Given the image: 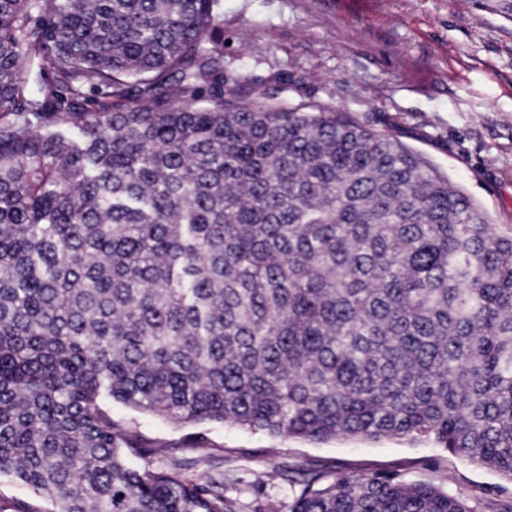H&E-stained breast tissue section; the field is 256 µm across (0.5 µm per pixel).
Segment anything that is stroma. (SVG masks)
I'll return each instance as SVG.
<instances>
[{"instance_id":"35a3bbf8","label":"stroma","mask_w":512,"mask_h":512,"mask_svg":"<svg viewBox=\"0 0 512 512\" xmlns=\"http://www.w3.org/2000/svg\"><path fill=\"white\" fill-rule=\"evenodd\" d=\"M224 72L240 101L288 81V98L397 135L512 231V0H220ZM121 427L159 444L182 478L216 474L247 512H288L292 468L379 470L478 506L512 483L431 441H311L219 422L173 423L115 402Z\"/></svg>"}]
</instances>
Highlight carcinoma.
<instances>
[{
  "label": "carcinoma",
  "mask_w": 512,
  "mask_h": 512,
  "mask_svg": "<svg viewBox=\"0 0 512 512\" xmlns=\"http://www.w3.org/2000/svg\"><path fill=\"white\" fill-rule=\"evenodd\" d=\"M219 0H0V512H240L174 423L433 441L512 482V234L347 112L232 99ZM146 462L137 466L129 457ZM289 512H476L290 470Z\"/></svg>",
  "instance_id": "cac0c4a2"
}]
</instances>
